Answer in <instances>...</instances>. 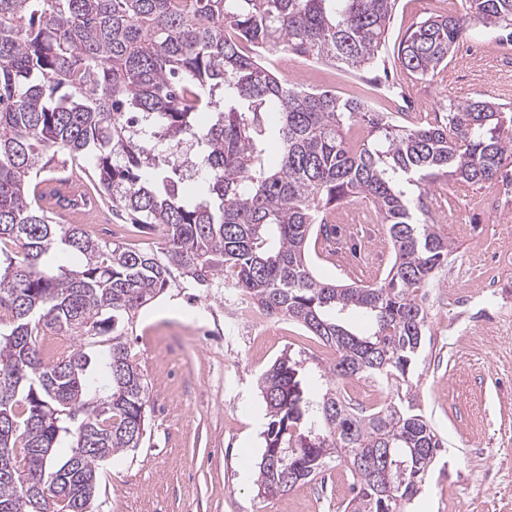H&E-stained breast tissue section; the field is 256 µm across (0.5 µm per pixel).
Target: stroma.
<instances>
[{
	"mask_svg": "<svg viewBox=\"0 0 512 512\" xmlns=\"http://www.w3.org/2000/svg\"><path fill=\"white\" fill-rule=\"evenodd\" d=\"M461 0H399L383 50L399 94L378 99L418 120L449 101L512 104V48L480 27L460 40L444 79L395 65L408 29ZM450 244L425 307L431 345L418 367V400L448 440L410 512H512V194L501 185L461 190L443 177L426 188ZM149 387V429L134 455L100 473V512H338L350 497L345 468L276 497L258 496L265 405L257 379L289 350L312 363L311 390L329 351L299 325L239 316L223 289H167L145 306L129 336Z\"/></svg>",
	"mask_w": 512,
	"mask_h": 512,
	"instance_id": "obj_1",
	"label": "stroma"
}]
</instances>
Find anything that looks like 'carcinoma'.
Masks as SVG:
<instances>
[{"mask_svg":"<svg viewBox=\"0 0 512 512\" xmlns=\"http://www.w3.org/2000/svg\"><path fill=\"white\" fill-rule=\"evenodd\" d=\"M398 0H0V512H94L100 467L141 447L148 383L127 334L167 288L232 278L259 313L332 352L312 396L304 361L261 376L267 424L257 494L284 495L332 466L352 476L343 512H405L447 442L416 403L424 301L450 246L418 187L512 185V106L448 101L445 122L399 124L364 96L308 90L269 58L292 53L365 79ZM509 30L512 0H462L400 42L433 79L471 29ZM209 114L199 124L198 114ZM188 140L194 190L165 162ZM93 167L96 196L147 251L57 224L41 184L54 158ZM367 199L395 254L369 283L320 278L308 244L324 213ZM60 251L72 268L50 267ZM370 319L358 335L339 319ZM112 334L103 355L93 351ZM384 401L357 407L354 379Z\"/></svg>","mask_w":512,"mask_h":512,"instance_id":"carcinoma-1","label":"carcinoma"}]
</instances>
